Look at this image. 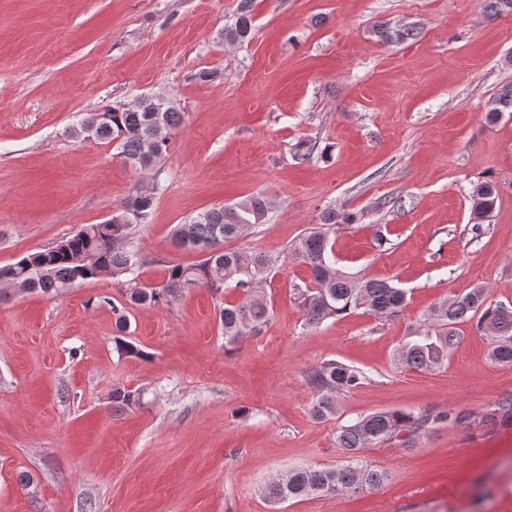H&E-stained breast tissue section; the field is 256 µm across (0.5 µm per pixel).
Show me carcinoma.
Returning a JSON list of instances; mask_svg holds the SVG:
<instances>
[{
    "label": "carcinoma",
    "mask_w": 512,
    "mask_h": 512,
    "mask_svg": "<svg viewBox=\"0 0 512 512\" xmlns=\"http://www.w3.org/2000/svg\"><path fill=\"white\" fill-rule=\"evenodd\" d=\"M253 22L252 0H239L233 18L224 25V41L231 45L249 41ZM376 33L384 42L415 36L411 28L393 30L384 24ZM504 112H512V84L497 93L488 115L494 120ZM183 122V114L166 96L141 95L104 112L86 115L70 128V134L112 142L120 157L147 171L166 157L171 132ZM162 190L157 183L150 191L132 194L109 220L88 224L50 248L0 266V283L13 290L58 296L80 283L109 277L121 284L123 296L132 306L167 304L190 288H207L217 294L233 288L239 299L224 303L219 312L224 348L233 349L243 338L259 333L270 320L272 310L265 287L273 260L247 248H226L224 244L243 238L254 224L267 223L269 201L263 195H251L216 205L176 225L172 231L174 246L201 252L203 258L193 264L170 260L163 281L146 284L140 280L145 260L133 245V234L137 226L146 223ZM497 199L498 191L492 183L474 184L470 194L472 219L479 222L487 217ZM320 221V226L309 229L289 247L292 260L305 266L311 275L310 280L294 284L301 299L303 326L315 328L359 309L387 321L398 317L406 304L403 289L390 280L351 274L336 265L329 233L338 224L353 223V216L328 208L322 211ZM472 319L491 339L490 358L512 364V303L488 301L487 289L482 286L437 303L424 328L414 331L402 344L398 364L422 371L444 367L461 340L456 325ZM308 380L316 391L312 415L322 420L336 415L338 395L365 384L368 376L357 367L330 360L311 371ZM139 403L136 393L122 387L112 389L113 406L125 409ZM489 421L512 425V396L498 402ZM442 423L466 426L470 420L465 415L453 416L435 409L359 416L336 430V447L344 455L341 463L328 469H292L271 482L266 494L272 500L285 501L373 490L383 484L386 474L367 464L363 459L365 449L389 439L412 448Z\"/></svg>",
    "instance_id": "carcinoma-1"
}]
</instances>
